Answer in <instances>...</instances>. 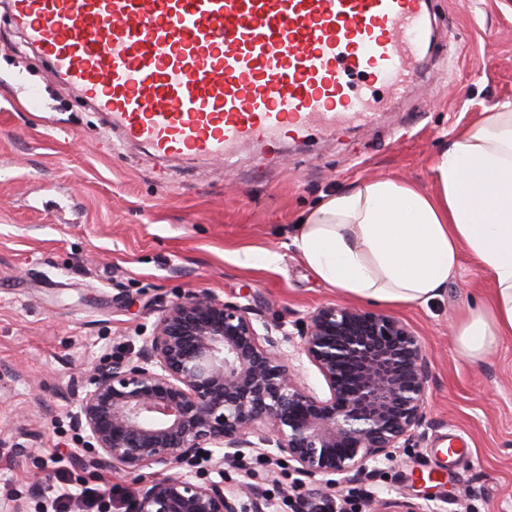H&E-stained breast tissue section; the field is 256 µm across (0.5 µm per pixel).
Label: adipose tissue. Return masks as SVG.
Wrapping results in <instances>:
<instances>
[{
  "mask_svg": "<svg viewBox=\"0 0 512 512\" xmlns=\"http://www.w3.org/2000/svg\"><path fill=\"white\" fill-rule=\"evenodd\" d=\"M432 172L431 194L380 178L324 195L303 213L293 244L321 282L386 307L427 305L468 249L493 282L488 303L454 332L475 362L512 336V102L456 135Z\"/></svg>",
  "mask_w": 512,
  "mask_h": 512,
  "instance_id": "ef3b65f1",
  "label": "adipose tissue"
}]
</instances>
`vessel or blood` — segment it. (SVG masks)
Listing matches in <instances>:
<instances>
[{
  "label": "vessel or blood",
  "mask_w": 512,
  "mask_h": 512,
  "mask_svg": "<svg viewBox=\"0 0 512 512\" xmlns=\"http://www.w3.org/2000/svg\"><path fill=\"white\" fill-rule=\"evenodd\" d=\"M11 20L113 128L159 157L366 116L354 76L405 90L431 0H7Z\"/></svg>",
  "instance_id": "b4317fda"
}]
</instances>
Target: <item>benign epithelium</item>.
Listing matches in <instances>:
<instances>
[{
  "mask_svg": "<svg viewBox=\"0 0 512 512\" xmlns=\"http://www.w3.org/2000/svg\"><path fill=\"white\" fill-rule=\"evenodd\" d=\"M299 354L323 377L321 397L282 351L290 334L254 309L203 291L161 311L137 353L95 369L72 413L87 447L129 474L156 478L112 496V512H265L257 487L195 483L171 470L205 448L218 464L274 448L328 501L331 490L391 459L425 424L430 365L404 321L326 305L299 321ZM340 479H334V476Z\"/></svg>",
  "mask_w": 512,
  "mask_h": 512,
  "instance_id": "1",
  "label": "benign epithelium"
}]
</instances>
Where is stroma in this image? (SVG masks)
<instances>
[{
  "label": "stroma",
  "mask_w": 512,
  "mask_h": 512,
  "mask_svg": "<svg viewBox=\"0 0 512 512\" xmlns=\"http://www.w3.org/2000/svg\"><path fill=\"white\" fill-rule=\"evenodd\" d=\"M426 27L429 53L407 92L378 96L370 122L247 142L227 167L161 159L137 143L113 149L119 134L105 114L58 88L0 4V512L18 502L25 512H83L81 490L126 493L136 477L94 458L70 414L94 368L134 354L163 307L184 294L252 305L288 332L318 307L350 305L299 259L300 213L359 179L433 192L440 147L512 101V0H432ZM247 251L276 260L245 265ZM491 294L464 249L429 305L390 308L430 360L427 437L337 488V512H366L379 499L399 512L411 503L512 512V337L477 364L453 338ZM178 471L223 482L228 493L260 485L268 512H299L314 500L274 449ZM36 474L48 492H35ZM62 488L69 499H58Z\"/></svg>",
  "instance_id": "stroma-1"
}]
</instances>
